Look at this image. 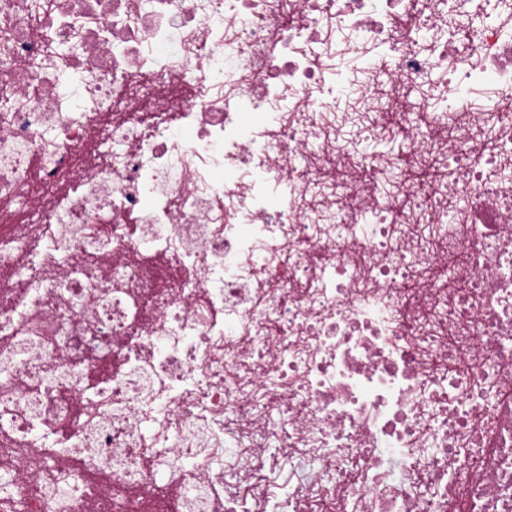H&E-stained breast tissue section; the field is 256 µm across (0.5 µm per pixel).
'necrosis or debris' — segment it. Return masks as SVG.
Returning a JSON list of instances; mask_svg holds the SVG:
<instances>
[{
    "instance_id": "4bbe7bcc",
    "label": "necrosis or debris",
    "mask_w": 512,
    "mask_h": 512,
    "mask_svg": "<svg viewBox=\"0 0 512 512\" xmlns=\"http://www.w3.org/2000/svg\"><path fill=\"white\" fill-rule=\"evenodd\" d=\"M461 2L0 0V512H512V0Z\"/></svg>"
}]
</instances>
